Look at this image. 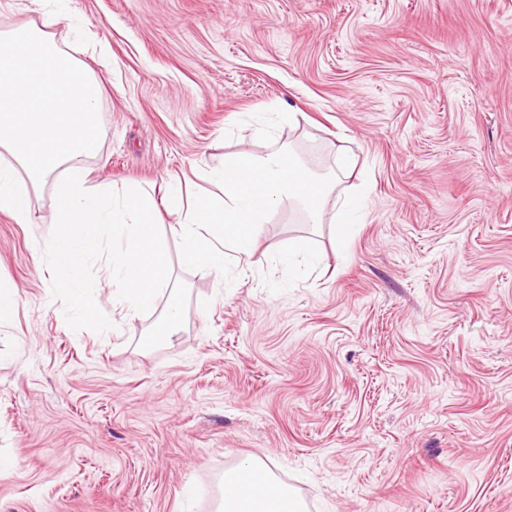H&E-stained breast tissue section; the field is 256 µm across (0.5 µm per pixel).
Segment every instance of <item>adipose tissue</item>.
I'll return each instance as SVG.
<instances>
[{
    "label": "adipose tissue",
    "instance_id": "ef3b65f1",
    "mask_svg": "<svg viewBox=\"0 0 512 512\" xmlns=\"http://www.w3.org/2000/svg\"><path fill=\"white\" fill-rule=\"evenodd\" d=\"M357 164L352 149L338 150L333 177L325 182L314 179L280 150L224 154L202 172L204 179L222 190L223 200H188L181 183L171 187V209L180 216L181 264L229 276L228 257L240 262L251 256L263 224L269 223L283 198L297 200L311 223H321L323 201ZM0 211L20 224L32 221L27 183L5 160L0 162ZM216 512H306V505L292 487L276 479L267 464L250 458L225 472Z\"/></svg>",
    "mask_w": 512,
    "mask_h": 512
}]
</instances>
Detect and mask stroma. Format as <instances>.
I'll use <instances>...</instances> for the list:
<instances>
[{
    "instance_id": "obj_1",
    "label": "stroma",
    "mask_w": 512,
    "mask_h": 512,
    "mask_svg": "<svg viewBox=\"0 0 512 512\" xmlns=\"http://www.w3.org/2000/svg\"><path fill=\"white\" fill-rule=\"evenodd\" d=\"M103 95L93 183L217 195L198 170L279 149L316 178L339 148L361 166L326 223L283 200L235 287L180 262L184 324L120 303L71 330L32 221L0 212V512H215L224 472L257 456L309 512H512V0H72ZM293 112L259 134L253 113ZM364 194L339 248L330 216ZM294 240L321 256L290 273ZM272 259L276 265H283L288 269L302 263L316 268L321 263L320 257L311 252L304 241H292L288 247L277 250Z\"/></svg>"
}]
</instances>
